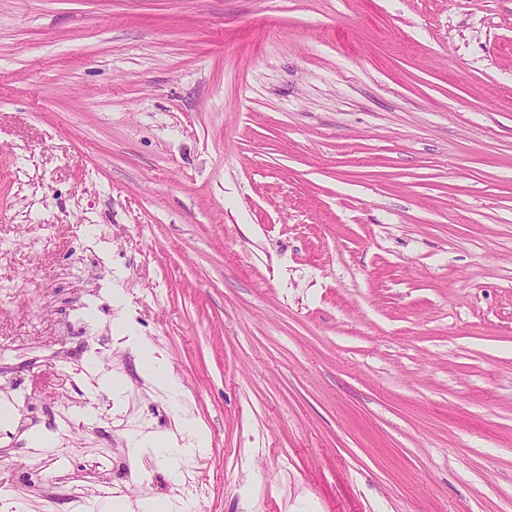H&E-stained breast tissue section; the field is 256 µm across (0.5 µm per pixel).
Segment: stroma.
Instances as JSON below:
<instances>
[{"instance_id": "35a3bbf8", "label": "stroma", "mask_w": 512, "mask_h": 512, "mask_svg": "<svg viewBox=\"0 0 512 512\" xmlns=\"http://www.w3.org/2000/svg\"><path fill=\"white\" fill-rule=\"evenodd\" d=\"M191 486L512 512V0H0V512Z\"/></svg>"}]
</instances>
